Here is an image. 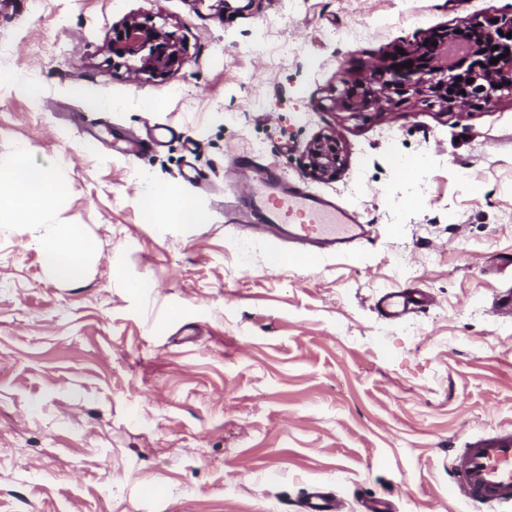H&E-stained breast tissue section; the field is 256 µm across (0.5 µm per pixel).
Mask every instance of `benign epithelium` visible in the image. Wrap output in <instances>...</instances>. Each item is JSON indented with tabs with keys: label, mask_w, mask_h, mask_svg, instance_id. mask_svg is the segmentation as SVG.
I'll return each mask as SVG.
<instances>
[{
	"label": "benign epithelium",
	"mask_w": 512,
	"mask_h": 512,
	"mask_svg": "<svg viewBox=\"0 0 512 512\" xmlns=\"http://www.w3.org/2000/svg\"><path fill=\"white\" fill-rule=\"evenodd\" d=\"M512 13L481 21L463 20L395 51L371 65L365 75L345 83L334 106L354 115L395 107L420 96L444 108L489 105L512 96ZM437 45H432V42ZM112 54L136 62L134 72L163 77L188 62L187 51L163 28L131 15L113 26L106 43ZM498 62L493 64L491 59ZM410 62L412 66L403 67ZM343 150L332 134H321L306 149V167L318 180L336 179Z\"/></svg>",
	"instance_id": "benign-epithelium-1"
}]
</instances>
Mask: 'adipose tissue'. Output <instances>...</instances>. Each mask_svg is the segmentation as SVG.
I'll return each instance as SVG.
<instances>
[{"label": "adipose tissue", "instance_id": "adipose-tissue-1", "mask_svg": "<svg viewBox=\"0 0 512 512\" xmlns=\"http://www.w3.org/2000/svg\"><path fill=\"white\" fill-rule=\"evenodd\" d=\"M52 190L48 166L33 163L27 149H20L10 160L0 162V223H38ZM141 208L155 225L166 216L176 224L202 225L207 221L206 214L187 201L167 205L161 199L149 198L142 200ZM36 244L54 279L68 284L84 280V255L89 246L81 225L71 224L63 231L37 238Z\"/></svg>", "mask_w": 512, "mask_h": 512}]
</instances>
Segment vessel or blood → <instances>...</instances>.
<instances>
[{"instance_id": "vessel-or-blood-1", "label": "vessel or blood", "mask_w": 512, "mask_h": 512, "mask_svg": "<svg viewBox=\"0 0 512 512\" xmlns=\"http://www.w3.org/2000/svg\"><path fill=\"white\" fill-rule=\"evenodd\" d=\"M235 167L246 176L244 192L246 229L256 237L288 239L300 253L317 257L346 252L366 236L367 223L335 201L288 184L260 159L240 156ZM426 295L416 288H399L377 302L381 316L395 318L424 307ZM453 493L466 501L512 502V428H497L474 436L451 459ZM303 512H342L335 494L316 492L303 502Z\"/></svg>"}]
</instances>
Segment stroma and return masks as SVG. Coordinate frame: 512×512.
Returning <instances> with one entry per match:
<instances>
[{"label": "stroma", "mask_w": 512, "mask_h": 512, "mask_svg": "<svg viewBox=\"0 0 512 512\" xmlns=\"http://www.w3.org/2000/svg\"><path fill=\"white\" fill-rule=\"evenodd\" d=\"M512 0H0V160L57 184L46 224L0 223V512H512L448 493L454 449L512 426V98L358 117L336 90L382 54ZM139 14L187 47L166 78L105 48ZM349 31L352 41H337ZM37 86L31 97L28 86ZM164 99L163 109L146 111ZM162 127L139 158L113 134ZM336 134L332 181L305 170ZM359 210L369 238L309 258L244 237L235 157ZM203 175L194 189L183 175ZM208 224L144 223L145 195ZM82 225V282L32 238ZM150 282L148 292L135 284ZM393 288L427 307L383 318ZM306 167L318 180H335L343 166V150L332 134H321L306 149ZM303 512H342V503L331 492H316L303 502Z\"/></svg>", "instance_id": "obj_1"}]
</instances>
